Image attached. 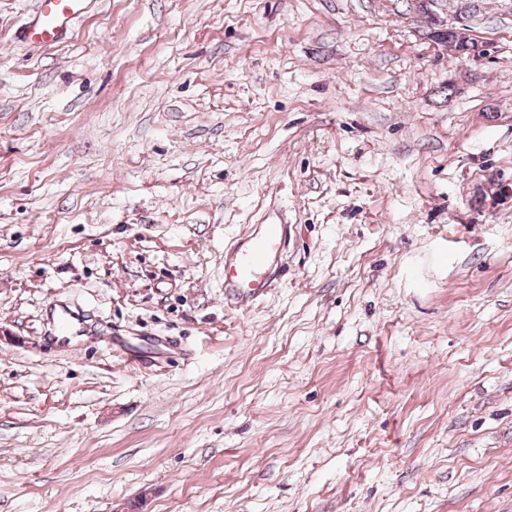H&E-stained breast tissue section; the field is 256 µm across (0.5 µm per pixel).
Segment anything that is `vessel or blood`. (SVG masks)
<instances>
[{"label":"vessel or blood","instance_id":"b4317fda","mask_svg":"<svg viewBox=\"0 0 512 512\" xmlns=\"http://www.w3.org/2000/svg\"><path fill=\"white\" fill-rule=\"evenodd\" d=\"M85 3L86 0H37L36 16L23 30V38L47 46L61 43ZM285 247L284 225L274 222L259 225L225 257V291L241 298L263 291L278 269Z\"/></svg>","mask_w":512,"mask_h":512}]
</instances>
